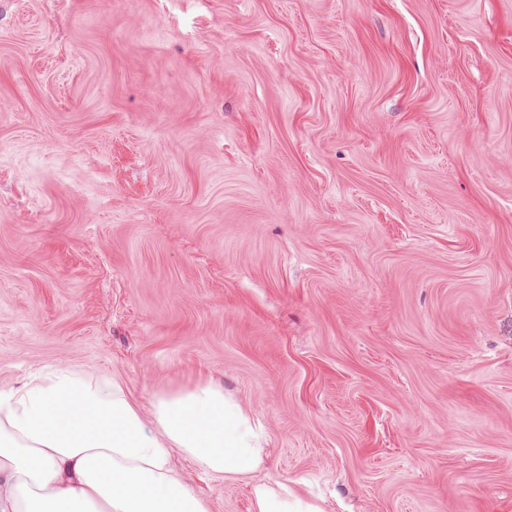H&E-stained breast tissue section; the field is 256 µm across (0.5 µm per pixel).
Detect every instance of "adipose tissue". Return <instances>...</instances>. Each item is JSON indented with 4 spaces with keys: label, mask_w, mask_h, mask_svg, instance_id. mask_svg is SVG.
<instances>
[{
    "label": "adipose tissue",
    "mask_w": 512,
    "mask_h": 512,
    "mask_svg": "<svg viewBox=\"0 0 512 512\" xmlns=\"http://www.w3.org/2000/svg\"><path fill=\"white\" fill-rule=\"evenodd\" d=\"M177 452L228 478L265 458L247 412L210 381L158 395L147 417L119 382L87 371L0 389V512H210ZM252 496L255 512H323L278 477Z\"/></svg>",
    "instance_id": "adipose-tissue-1"
}]
</instances>
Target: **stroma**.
Instances as JSON below:
<instances>
[{"instance_id":"stroma-1","label":"stroma","mask_w":512,"mask_h":512,"mask_svg":"<svg viewBox=\"0 0 512 512\" xmlns=\"http://www.w3.org/2000/svg\"><path fill=\"white\" fill-rule=\"evenodd\" d=\"M223 385L324 512H512V0H0V389Z\"/></svg>"}]
</instances>
